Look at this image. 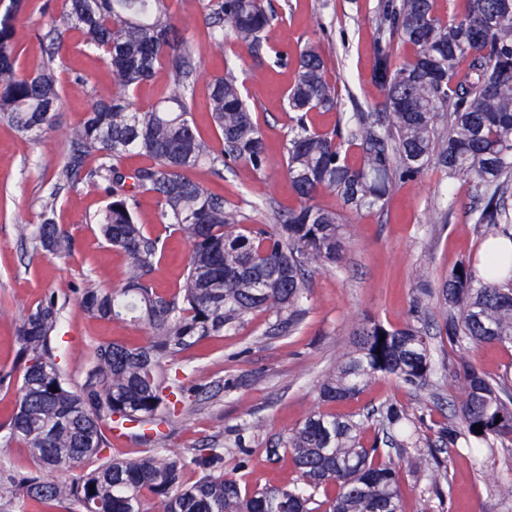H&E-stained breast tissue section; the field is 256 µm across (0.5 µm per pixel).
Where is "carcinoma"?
I'll return each instance as SVG.
<instances>
[{
  "instance_id": "cac0c4a2",
  "label": "carcinoma",
  "mask_w": 512,
  "mask_h": 512,
  "mask_svg": "<svg viewBox=\"0 0 512 512\" xmlns=\"http://www.w3.org/2000/svg\"><path fill=\"white\" fill-rule=\"evenodd\" d=\"M465 2L462 13L442 16L436 0H384L372 51L386 111L354 115L346 139L338 130L307 125L308 112L335 110L338 95L315 46L300 52L287 94L294 113L287 167L301 205L277 215L272 226L242 232L224 196L208 192L193 171L203 162L218 174L237 162L260 170L265 144L229 63L224 76L210 84L209 112L219 146L198 134L192 120L196 49L174 23L172 0H62L48 31L46 57L31 73L20 69L15 42L28 0H11L0 13L1 121L26 136L54 127L61 99L59 52L69 31L81 34L83 53L99 56L111 69L117 91L94 102L67 133L58 180L69 186L86 182L104 194L108 203L89 222L129 265L120 290L75 289L83 309L95 318L144 325L150 339L139 346H99L85 380L73 385L53 346L61 316L57 301L45 299L22 319L19 397L11 418L0 423V443H23L33 467L1 471L0 499L49 504L54 512H148L149 502L158 512H401V471L385 447L402 452L417 447L419 437L413 418L397 404L362 419L313 413L279 447L267 449L271 460L288 450L298 482L254 490L241 486L235 470H224L222 449L175 452L167 448L165 428L190 391L177 375L182 351L237 330L256 311L275 315L290 329L299 323L310 269L336 263L344 250L342 215L314 204L317 195H336L349 213L380 211L398 186L434 165L470 184L474 224L512 240V0ZM272 21L264 0H210V43L224 49L228 30L258 53ZM394 37L412 49L397 67L390 62ZM465 60L468 72L462 75L458 65ZM159 68L170 75L160 98L146 110L134 108L132 93ZM345 142L359 149V165L348 163ZM130 152L148 162L124 168L122 158ZM145 194L158 199L164 228L190 244L185 280L171 294L158 292L147 279L162 241L136 221ZM27 235L50 254L72 242L47 216L33 233H22ZM487 270L485 279L462 262L437 285L419 277L414 308L432 295L443 306L435 335L459 347H512V252L494 251ZM434 334L421 319L394 328L363 318L353 346L323 378L320 399H352L378 375L425 385L435 371ZM456 378L454 419L438 431L440 446L463 440L478 454L498 440H512V386L464 360ZM114 424L149 445L146 454L104 457L70 481L50 477L98 457ZM475 424L483 433H476ZM370 426L377 433L365 447L360 434ZM188 469L198 475L191 485L183 482ZM446 482L439 462L429 484L441 503ZM327 487L334 495L317 500Z\"/></svg>"
}]
</instances>
